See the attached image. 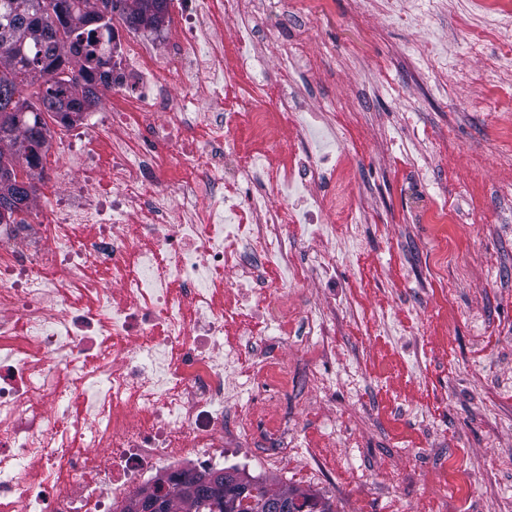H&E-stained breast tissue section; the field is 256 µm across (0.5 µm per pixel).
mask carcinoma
<instances>
[{"mask_svg":"<svg viewBox=\"0 0 512 512\" xmlns=\"http://www.w3.org/2000/svg\"><path fill=\"white\" fill-rule=\"evenodd\" d=\"M169 0H0V165L15 173L26 159L27 181L0 182V199L5 195L30 199L27 188L34 187L31 170L42 162L50 145L51 132L43 114L79 115L99 101L98 85L112 79V13L119 12L128 26L157 27L164 22ZM80 55L86 67L77 70L71 56ZM81 85L82 95L62 102L70 85ZM34 86V97L22 94V87ZM187 472L176 477H160L128 501L121 512H138L139 503L162 487H168L167 512H177L184 504L188 512H214L206 504L207 490H189ZM248 483L260 490L257 501L284 499L295 512H333L311 495L277 492L263 480Z\"/></svg>","mask_w":512,"mask_h":512,"instance_id":"1","label":"carcinoma"}]
</instances>
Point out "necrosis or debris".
I'll return each mask as SVG.
<instances>
[{
	"label": "necrosis or debris",
	"mask_w": 512,
	"mask_h": 512,
	"mask_svg": "<svg viewBox=\"0 0 512 512\" xmlns=\"http://www.w3.org/2000/svg\"><path fill=\"white\" fill-rule=\"evenodd\" d=\"M244 0H171L158 29L128 31L112 69L110 110L59 125L65 156L51 172V206L0 224V512H117L158 474L224 459V406L239 396L224 334L260 347L252 317L279 335H332L334 312L300 308L264 276L295 282L287 225L317 236L356 224L355 170L344 156L305 149L274 176L283 113L307 136L318 119L308 87L333 70V52L308 53L318 0H292L301 24L259 11L233 45L218 13ZM500 17L473 28V49L512 59V0H469ZM275 56L263 82L224 109L223 79ZM175 167L193 176L170 193ZM237 273L224 278L226 269ZM266 390L239 410L233 438L261 444L268 469L295 446L283 408L296 371L265 358Z\"/></svg>",
	"instance_id": "obj_1"
}]
</instances>
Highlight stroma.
Masks as SVG:
<instances>
[{"label": "stroma", "instance_id": "stroma-1", "mask_svg": "<svg viewBox=\"0 0 512 512\" xmlns=\"http://www.w3.org/2000/svg\"><path fill=\"white\" fill-rule=\"evenodd\" d=\"M331 8L317 45L336 68L312 100L348 102L328 121L358 165L361 222L324 238L288 225L302 273L284 293L335 306L336 333L273 350L331 388L289 396L294 461L266 471L255 449L230 448L224 464L334 512H512V115L471 107L490 81L512 83V63L487 73L448 15L415 2L410 23L376 11L352 22L351 0ZM427 40L469 82L449 86L440 57L418 53ZM425 201L454 208L447 234L421 220ZM320 258L334 283L312 278ZM313 451L324 474L300 464Z\"/></svg>", "mask_w": 512, "mask_h": 512}]
</instances>
